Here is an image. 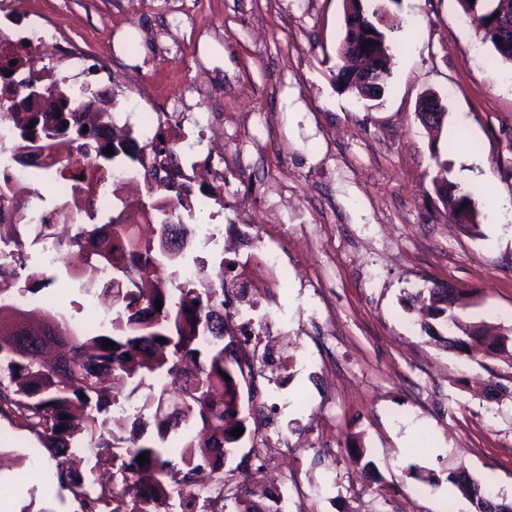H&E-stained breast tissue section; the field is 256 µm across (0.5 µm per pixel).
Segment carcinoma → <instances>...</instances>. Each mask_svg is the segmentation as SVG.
Listing matches in <instances>:
<instances>
[{"label":"carcinoma","mask_w":512,"mask_h":512,"mask_svg":"<svg viewBox=\"0 0 512 512\" xmlns=\"http://www.w3.org/2000/svg\"><path fill=\"white\" fill-rule=\"evenodd\" d=\"M464 13L478 9L493 20L512 0H458ZM482 40L494 50V60L512 64V41H495L491 24L481 31ZM356 69L354 60L343 58L333 72L335 84L348 90ZM31 110L18 125L16 158L43 157L61 141L60 167L51 175L30 160L34 195L54 188L55 179L75 185L79 196L62 203L71 231L61 238L65 274L80 291L92 294L109 313L110 330L72 326L55 310L57 298L50 292L59 274L33 270L23 286L0 282V414H11L34 434L55 461L54 477L80 504V512H165L174 498L182 512H195L192 493L197 471L207 467L216 485L224 489V463L239 439L232 430L246 428L241 416V375L237 358L224 357V288L177 285L178 270L164 274L167 263L189 248L194 227L180 219L175 207L158 204L159 190L148 188L145 208L158 212L154 236L136 235L134 225L121 216L108 215L95 202L98 187L112 172L114 156L121 151L137 162L136 140L128 133L126 144L115 145L89 124L83 108L100 93L86 88L84 97L74 95L66 83L49 86L30 78L25 89ZM440 167L434 184L448 186L441 200L453 222L468 234L479 228L475 193L462 190ZM8 173L0 174V209L9 208L25 219ZM468 206H463L464 202ZM43 293L44 317L32 320L25 299ZM472 293L463 291L457 304L438 305L431 289L410 296L408 310L418 315L421 330L432 340L466 336L472 326L464 318ZM162 308L156 309V301ZM164 342H158V339ZM114 346L104 345L105 340ZM127 406L129 435L108 431L112 408ZM155 434L146 439L149 425ZM88 445L96 450L97 463L120 461L121 485L86 477L70 465L73 453ZM124 449L123 456L111 453ZM147 461H137L141 454ZM448 482L481 506V498L498 494L472 481L465 472L448 474ZM237 512H280L272 506L234 496Z\"/></svg>","instance_id":"cac0c4a2"}]
</instances>
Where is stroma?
I'll list each match as a JSON object with an SVG mask.
<instances>
[{
	"label": "stroma",
	"instance_id": "1",
	"mask_svg": "<svg viewBox=\"0 0 512 512\" xmlns=\"http://www.w3.org/2000/svg\"><path fill=\"white\" fill-rule=\"evenodd\" d=\"M12 19L39 16L95 57L113 53L119 74L139 70L166 100L196 64L213 67L211 96L178 109H225L226 155L246 168L224 174V212L287 215L266 222L293 269L265 304L293 340L253 401L242 390L248 431L224 466L226 512L258 469L256 443L288 442L278 467L262 469L281 512H475L448 481L466 470L512 501V358L469 357L437 347L404 301L438 281L481 296L474 320L512 327V66L465 24L457 0H389L392 64L387 93L367 101L332 80L344 37L343 0H0ZM439 95L441 130L416 117L425 92ZM476 190L478 234L452 224L437 199L439 164ZM209 225L181 259L210 273L241 271ZM325 303L334 326H310ZM39 442L0 415V498L9 512H80L32 463ZM361 448L370 471L352 462ZM435 475L437 486L425 483Z\"/></svg>",
	"mask_w": 512,
	"mask_h": 512
}]
</instances>
